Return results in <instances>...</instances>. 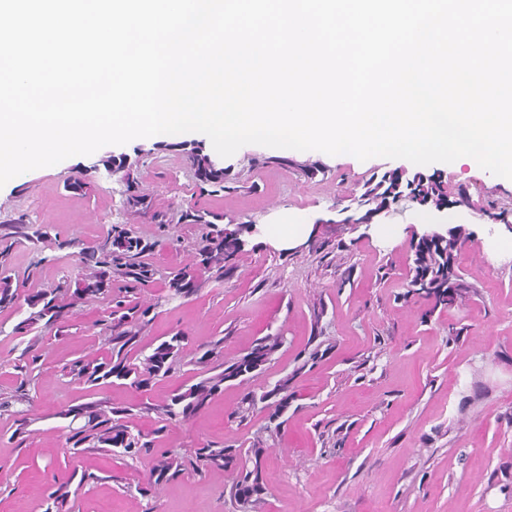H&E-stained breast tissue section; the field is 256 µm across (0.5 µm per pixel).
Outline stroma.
<instances>
[{"label": "stroma", "mask_w": 512, "mask_h": 512, "mask_svg": "<svg viewBox=\"0 0 512 512\" xmlns=\"http://www.w3.org/2000/svg\"><path fill=\"white\" fill-rule=\"evenodd\" d=\"M173 140L174 150L144 138L105 146L0 187V221L25 212L59 238L91 241L115 223L120 184L97 173L93 191L81 197L65 189L66 178L98 156L138 151V180L158 207L199 202L222 211L225 223L256 225L223 282L163 306L146 336L163 340L181 330L193 348L220 336L228 360L268 334L284 342L258 378L225 383L203 413L169 424L161 447L252 441L268 423L266 412L241 422L231 411L246 392L292 372L297 355L317 342L323 356L297 375L295 411L262 458L265 512H512V494L501 490L512 485V246L503 244V231L461 210L459 270L475 293L431 312L406 295L419 207L398 206L359 238L336 222L337 205H348L372 173L406 169L409 161L246 145L223 161L232 189L208 196L179 149L206 143V136L189 132ZM307 166L318 174L305 176ZM434 169L449 184L467 185L473 197L512 203V185L488 172L440 163ZM133 224L155 243L151 261L161 278L143 293L152 300L164 293V275L190 261L198 230L177 224L162 235L149 219ZM273 224L308 230L285 248L270 238ZM103 316V307H82L69 336L44 337L32 434L14 440L0 419V512H43L53 483L67 476L58 412L82 403L84 390L60 369L100 353L91 326ZM80 466L99 480L83 487L75 512H143L146 502L132 486L149 461L130 467L88 454ZM223 485L219 474L185 476L162 489L154 512H233Z\"/></svg>", "instance_id": "stroma-1"}]
</instances>
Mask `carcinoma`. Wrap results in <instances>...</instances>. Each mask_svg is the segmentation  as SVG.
<instances>
[{
	"instance_id": "1",
	"label": "carcinoma",
	"mask_w": 512,
	"mask_h": 512,
	"mask_svg": "<svg viewBox=\"0 0 512 512\" xmlns=\"http://www.w3.org/2000/svg\"><path fill=\"white\" fill-rule=\"evenodd\" d=\"M196 186L201 193L224 192L228 173L214 164L205 148L196 145L186 151ZM141 156H104L88 171L100 167L112 170V176L125 183L123 210L131 215L147 216L165 233L173 223L166 210L154 207L152 194L143 189L136 172ZM408 202L438 212L448 202V180L438 172L393 169L381 175L372 174L359 193L340 209L344 219L360 212L364 216L379 212L387 215L395 206ZM473 212L490 214L503 224L512 223V208L482 198L474 200ZM180 224L200 226V240L194 245L191 263L169 273L164 300L142 301L141 291L153 285L157 271L149 261L154 243L137 234L132 225L110 224L93 243L78 238L53 240L45 227L33 223L20 213L0 223V315L22 313L11 334L24 345L13 361L15 385L10 392L0 393V418L14 427L11 438L24 439L36 421L30 395L32 374L41 360L42 336L69 335L70 323L84 303L97 302L106 307L104 318L94 322L96 335L104 342L101 357L82 356L61 368V376L69 382L96 389L117 381L144 393L186 364L198 367L196 381L158 398L149 397L132 408L118 406L99 398L70 406L57 412L69 420L63 447L72 458L87 453L115 456L138 462H151L148 477L136 484V492L149 501L157 498L163 487L188 474L221 473L224 495L235 505L236 512H261L267 495L262 467L264 452L276 442L283 422L280 421L295 398L293 380L297 374L318 359L319 350L308 353L291 374L276 381L260 393L247 392L235 414L242 421L261 408L268 411V424L247 448H230L200 443L193 448H159V434L172 422H187L205 410L215 397L224 393V383L250 380L265 366L283 343L277 335L257 339L243 355L224 360V337L197 349L195 357L184 361L188 336L177 332L157 345L143 342L144 333L161 302L186 299L210 282L224 280V271L244 251L240 225H224V213L193 203L180 211ZM29 250L31 258L24 270L26 279L34 280L50 263L71 260L77 269L75 277L63 276L48 288H20V275L14 268L13 252L19 247ZM462 239L455 228L448 238L412 239V293L426 300L430 309L448 307L475 293L460 274L457 257ZM58 250L64 255H47ZM154 417L158 427L151 433L134 430L132 411ZM100 480V476L74 468L68 477L56 483L46 499L44 512H74V500L84 485ZM76 489H71V485Z\"/></svg>"
}]
</instances>
